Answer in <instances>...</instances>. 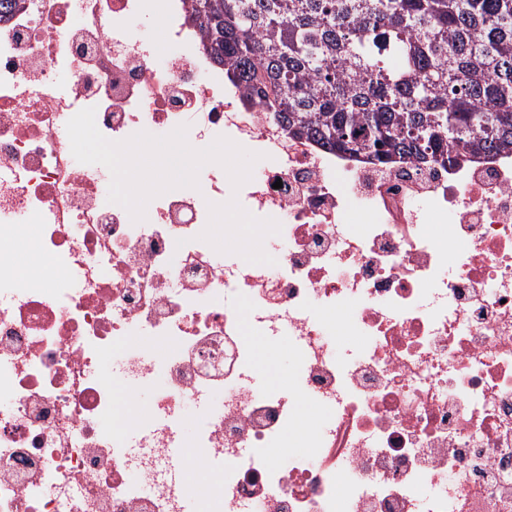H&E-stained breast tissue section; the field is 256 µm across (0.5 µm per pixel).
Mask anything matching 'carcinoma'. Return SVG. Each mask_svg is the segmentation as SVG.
I'll return each mask as SVG.
<instances>
[{"instance_id":"1","label":"carcinoma","mask_w":512,"mask_h":512,"mask_svg":"<svg viewBox=\"0 0 512 512\" xmlns=\"http://www.w3.org/2000/svg\"><path fill=\"white\" fill-rule=\"evenodd\" d=\"M224 78L382 164L512 154V0H193Z\"/></svg>"}]
</instances>
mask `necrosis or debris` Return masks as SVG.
Listing matches in <instances>:
<instances>
[{
  "instance_id": "necrosis-or-debris-1",
  "label": "necrosis or debris",
  "mask_w": 512,
  "mask_h": 512,
  "mask_svg": "<svg viewBox=\"0 0 512 512\" xmlns=\"http://www.w3.org/2000/svg\"><path fill=\"white\" fill-rule=\"evenodd\" d=\"M89 107L112 141L184 125L263 164L237 191L206 165L135 222L72 155ZM233 197L280 223L275 265L201 240ZM257 336L287 338L294 388L248 386ZM129 376L160 386L127 421ZM201 403L182 464L202 512H512V156L382 165L292 139L225 87L192 0H19L0 15V512H188L167 469Z\"/></svg>"
}]
</instances>
